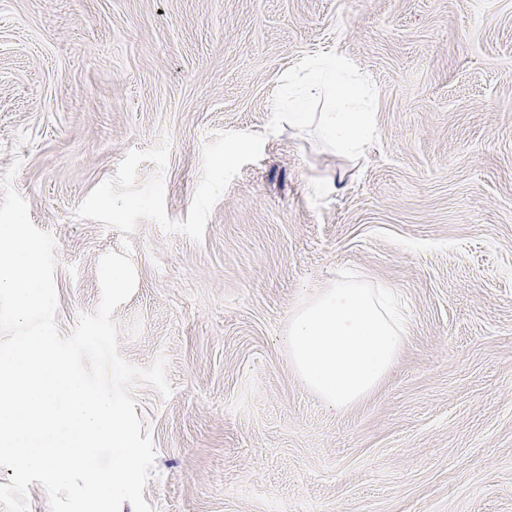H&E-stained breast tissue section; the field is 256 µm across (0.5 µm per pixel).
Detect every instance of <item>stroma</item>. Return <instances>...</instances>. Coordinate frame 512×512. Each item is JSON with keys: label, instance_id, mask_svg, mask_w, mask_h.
<instances>
[{"label": "stroma", "instance_id": "stroma-1", "mask_svg": "<svg viewBox=\"0 0 512 512\" xmlns=\"http://www.w3.org/2000/svg\"><path fill=\"white\" fill-rule=\"evenodd\" d=\"M377 91L360 158L279 120L304 59ZM265 136L202 243L140 220L119 353L157 457L155 512H512V0H0V176L56 246V321L100 297L118 230L75 211L129 149L169 142L186 220L206 141ZM402 299L388 378L341 414L285 333L341 270Z\"/></svg>", "mask_w": 512, "mask_h": 512}]
</instances>
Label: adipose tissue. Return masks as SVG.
<instances>
[{"instance_id":"ef3b65f1","label":"adipose tissue","mask_w":512,"mask_h":512,"mask_svg":"<svg viewBox=\"0 0 512 512\" xmlns=\"http://www.w3.org/2000/svg\"><path fill=\"white\" fill-rule=\"evenodd\" d=\"M278 108L290 127L315 126L337 152L362 155L369 140L372 98L341 53L306 62L300 75L289 78Z\"/></svg>"}]
</instances>
